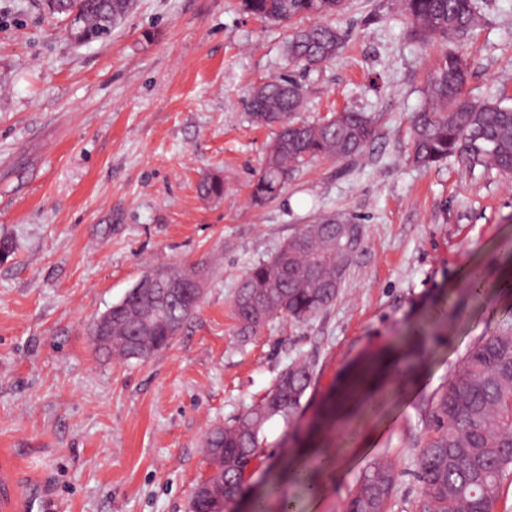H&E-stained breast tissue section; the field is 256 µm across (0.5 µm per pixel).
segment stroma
I'll return each mask as SVG.
<instances>
[{
    "mask_svg": "<svg viewBox=\"0 0 512 512\" xmlns=\"http://www.w3.org/2000/svg\"><path fill=\"white\" fill-rule=\"evenodd\" d=\"M467 35L421 46L395 0H348L330 22L336 59L292 69L284 45L308 19L270 23L240 0H134L106 39L77 43L43 0H0V462L54 491L53 512H187L213 427L256 403L295 359L318 382L298 420L265 428L248 480L268 512H344L379 458L400 474L392 512H414L409 443L467 354L512 326V179L459 158L413 165L409 128L447 48L465 93L512 106V0H474ZM296 72L304 119L347 107L375 117L353 161L321 158L274 200L250 198L274 130L251 122V90ZM224 180V194L198 185ZM360 224L336 302L307 321L239 333L236 288L302 225ZM487 272L484 296L471 268ZM154 269L195 270L204 292L173 343L149 359L95 354L90 324ZM421 348L418 383H386L379 414L320 425L324 405L373 354ZM335 455L341 477L310 499L295 448Z\"/></svg>",
    "mask_w": 512,
    "mask_h": 512,
    "instance_id": "obj_1",
    "label": "stroma"
}]
</instances>
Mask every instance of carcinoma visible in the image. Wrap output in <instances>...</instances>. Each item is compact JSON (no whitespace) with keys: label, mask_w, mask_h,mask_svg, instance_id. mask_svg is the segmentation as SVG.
Segmentation results:
<instances>
[{"label":"carcinoma","mask_w":512,"mask_h":512,"mask_svg":"<svg viewBox=\"0 0 512 512\" xmlns=\"http://www.w3.org/2000/svg\"><path fill=\"white\" fill-rule=\"evenodd\" d=\"M77 11L80 41L105 39L130 12L132 0H68ZM411 36L419 43L466 35L477 23L474 0H400ZM243 9L270 22L313 17L317 22L295 31L285 46L294 64L317 66L336 57L340 31L323 19L341 12L345 0H242ZM467 65L450 50L428 77L429 104L411 126V153L424 167L459 155L512 175V108L463 96ZM306 89L292 77L256 87L249 97L250 116L276 128L263 169L252 185L251 200L275 198L288 179L308 162L325 157L350 160L373 139L370 113L343 110L309 123L300 117ZM205 197L224 193V180L212 176L199 185ZM345 220L320 218L303 225L266 260L253 264L239 283L234 314L240 334L249 336L274 316L303 321L335 301L336 271L344 261ZM195 312L193 303L142 299L132 289L112 309V343L90 328L98 354L140 360L137 343L161 349L175 339ZM315 382L307 359L292 362L258 402L205 438V459L224 471L214 488L224 512H236L240 481L258 457L266 425L290 422ZM427 431L412 438L415 476L422 494L414 512H497L502 480L512 473V328L485 337L470 351L448 383L432 397L426 411ZM400 475L383 459L375 460L357 482L345 512H391Z\"/></svg>","instance_id":"obj_1"}]
</instances>
